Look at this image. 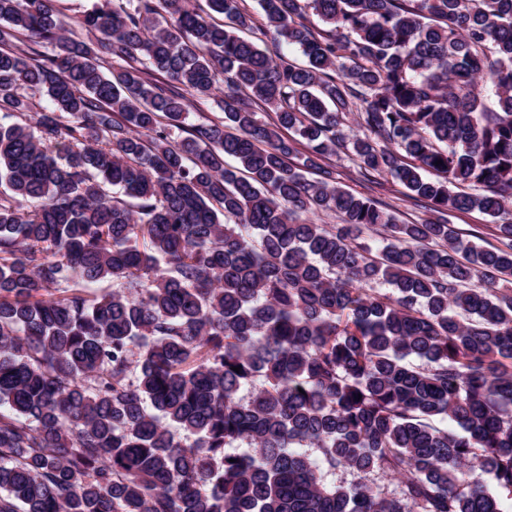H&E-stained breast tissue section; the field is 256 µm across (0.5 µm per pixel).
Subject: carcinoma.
<instances>
[{
    "label": "carcinoma",
    "mask_w": 512,
    "mask_h": 512,
    "mask_svg": "<svg viewBox=\"0 0 512 512\" xmlns=\"http://www.w3.org/2000/svg\"><path fill=\"white\" fill-rule=\"evenodd\" d=\"M205 2L0 0V512H503L512 0ZM92 0H60L59 8L64 13L65 18L70 22V28L82 38H86V32L80 27L78 18L82 13L89 9ZM224 96L222 94H218L216 97L201 101L195 102V105L191 112H194L191 115V121L193 123L203 122L206 120L218 121L224 117ZM333 166L336 183L356 196L382 200L394 212L399 222H418L430 216L427 209L414 204L406 197L407 190L390 175H375L379 184L367 181L349 159L340 153V157L325 160ZM448 223L454 224L466 238H470L478 245L489 247L498 244L495 233V223L492 218L477 211L460 212L448 210L446 216ZM468 234H476V237H468Z\"/></svg>",
    "instance_id": "carcinoma-1"
}]
</instances>
